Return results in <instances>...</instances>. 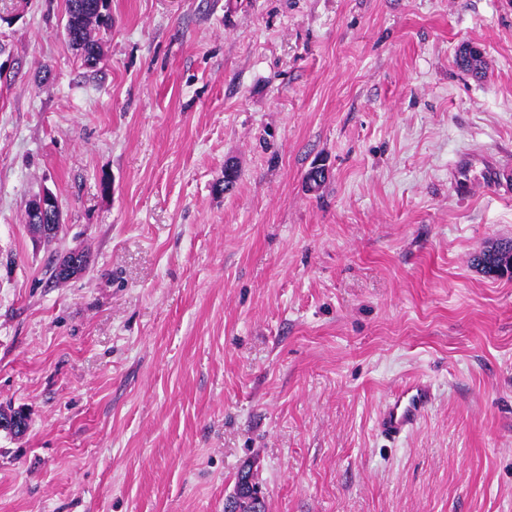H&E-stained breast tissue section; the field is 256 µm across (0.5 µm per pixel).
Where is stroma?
<instances>
[{"instance_id": "stroma-1", "label": "stroma", "mask_w": 512, "mask_h": 512, "mask_svg": "<svg viewBox=\"0 0 512 512\" xmlns=\"http://www.w3.org/2000/svg\"><path fill=\"white\" fill-rule=\"evenodd\" d=\"M65 9L0 0V512H512V0H112L94 69ZM33 199L28 203L25 211V219L26 223L28 224L30 230L33 232V234L37 235L39 238H42L38 233L37 227L34 224H49L50 226H46L45 230L46 232H53L50 231V229L54 226L59 227V230H61L62 223H61V211L60 207L56 208L54 210L55 216H54V224H52V218L46 214L38 213L35 211L34 208H32ZM54 225V226H53ZM471 263L488 274L512 278V241L496 243L472 257ZM75 255L73 254V257ZM71 255L68 257L64 256L62 260H60L58 263L54 265L52 268V278L55 280V282H64L68 279L76 276L81 271H83L88 264V256L84 252H80V258H78V264L74 267H71L69 265L68 259H73ZM427 381L415 379L401 386L382 405L376 426L386 437L396 438L410 432L433 401ZM257 492L261 491L252 481L250 467H244L238 472L234 492L226 499L224 512H265L264 499L259 501L262 500L261 493L257 495L259 500L254 496Z\"/></svg>"}]
</instances>
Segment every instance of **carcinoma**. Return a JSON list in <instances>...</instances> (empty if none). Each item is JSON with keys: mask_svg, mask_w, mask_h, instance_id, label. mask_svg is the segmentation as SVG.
Returning a JSON list of instances; mask_svg holds the SVG:
<instances>
[{"mask_svg": "<svg viewBox=\"0 0 512 512\" xmlns=\"http://www.w3.org/2000/svg\"><path fill=\"white\" fill-rule=\"evenodd\" d=\"M65 34L71 46L79 53L88 67L98 64L101 48L97 32L112 26L111 0H66ZM460 69L478 75L483 70L481 52L471 46L463 47L457 56ZM25 219L33 234H38L37 225L50 224L52 218L38 213L27 206ZM471 263L488 274L512 278V241L499 242L472 257ZM88 264V256L80 253L78 264L70 266L67 259L56 263L52 278L64 282L83 271ZM259 487L252 481L251 469L245 467L238 472L235 488L224 504L226 512H266L265 502L259 501L255 493Z\"/></svg>", "mask_w": 512, "mask_h": 512, "instance_id": "1", "label": "carcinoma"}]
</instances>
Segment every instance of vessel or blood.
I'll use <instances>...</instances> for the list:
<instances>
[{
	"label": "vessel or blood",
	"instance_id": "1",
	"mask_svg": "<svg viewBox=\"0 0 512 512\" xmlns=\"http://www.w3.org/2000/svg\"><path fill=\"white\" fill-rule=\"evenodd\" d=\"M432 400L433 390L427 381L405 383L383 403L376 422L378 430L389 438L410 432Z\"/></svg>",
	"mask_w": 512,
	"mask_h": 512
}]
</instances>
